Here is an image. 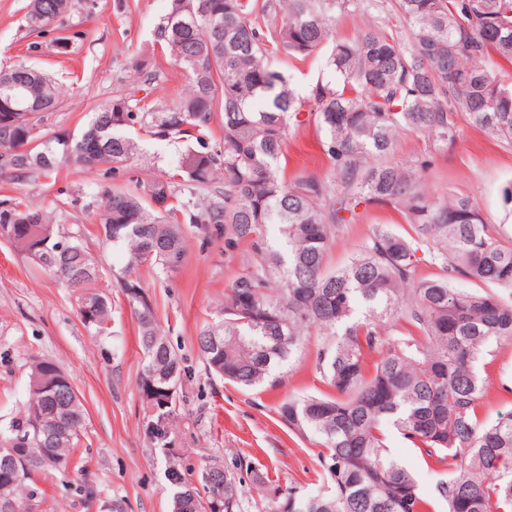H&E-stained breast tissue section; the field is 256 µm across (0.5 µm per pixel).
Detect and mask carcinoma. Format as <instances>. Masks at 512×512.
I'll use <instances>...</instances> for the list:
<instances>
[{
	"instance_id": "carcinoma-1",
	"label": "carcinoma",
	"mask_w": 512,
	"mask_h": 512,
	"mask_svg": "<svg viewBox=\"0 0 512 512\" xmlns=\"http://www.w3.org/2000/svg\"><path fill=\"white\" fill-rule=\"evenodd\" d=\"M391 5L408 25L405 38L374 26L335 38L336 19L371 0H171L153 50L132 62L135 81L77 135L46 129L59 102L49 75L24 74L20 62L8 72L26 84L23 94L0 83V174L13 181L47 178L69 160L108 165L116 177L140 154L136 130L178 144L174 174L141 195L105 186L47 207L0 199V236L71 290L97 336L109 335L111 306L98 284L99 260L84 244L88 229L72 210L99 207L100 236L125 251L117 287L136 316L141 373L154 371L162 387L142 405L145 431L167 458L172 512H242L243 501L219 465L202 471L200 495L174 454L181 359L158 330L138 271L178 265L185 224L203 243L224 239L227 253L249 244L223 308L197 336L206 373L242 389L273 387L308 335L324 336L314 367L332 393H302L279 407L288 431L319 448L324 485L288 488L280 512H430L415 476L390 455V428L442 470L435 494L445 512H512V412L480 419L477 372L492 342L512 339V240L469 197L430 196L415 167L390 160L399 132L448 146L462 119L512 144V89L485 66L495 58L512 67V0ZM72 8L73 0H29L26 24L42 34ZM158 48L188 70L189 85L177 102L150 110L137 93L160 78ZM325 48L334 81L316 84L310 100L330 176L288 180L280 159L302 103L268 57L307 58ZM361 204L399 210L411 231L383 224L331 270V239ZM425 263L439 273L421 276ZM458 279L496 290L458 288ZM69 392L55 363L33 358L26 400L0 427V449L21 434L30 444L11 469H0V512H32L41 476L85 472V410ZM48 409L51 435H37L34 420Z\"/></svg>"
}]
</instances>
